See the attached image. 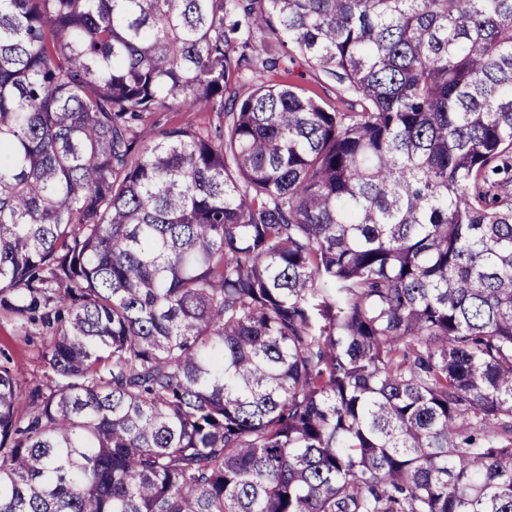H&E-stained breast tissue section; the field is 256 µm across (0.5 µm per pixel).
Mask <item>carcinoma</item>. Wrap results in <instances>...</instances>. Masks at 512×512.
Listing matches in <instances>:
<instances>
[{
  "label": "carcinoma",
  "mask_w": 512,
  "mask_h": 512,
  "mask_svg": "<svg viewBox=\"0 0 512 512\" xmlns=\"http://www.w3.org/2000/svg\"><path fill=\"white\" fill-rule=\"evenodd\" d=\"M0 307V512H512V0H0ZM281 60L280 68L276 71L264 74H255L245 71L242 78V90L247 89L251 84L262 82H278L289 81L300 88L308 96L318 99L322 98L326 103L337 107V109L345 110L346 105L341 102L343 95L339 90V86L332 80L328 79L320 70L312 67L302 57L294 55L290 58L288 54H284L280 50ZM156 128L166 129L171 126H184L193 124L195 126H209L216 123L213 112H185L182 109L173 108L169 111L157 112L154 116ZM15 330L12 318L0 311V361L5 362V352L11 359L8 364L16 371V374L23 384V387L32 389L43 384L46 374V367L41 357L42 344L39 339L26 343Z\"/></svg>",
  "instance_id": "1"
}]
</instances>
